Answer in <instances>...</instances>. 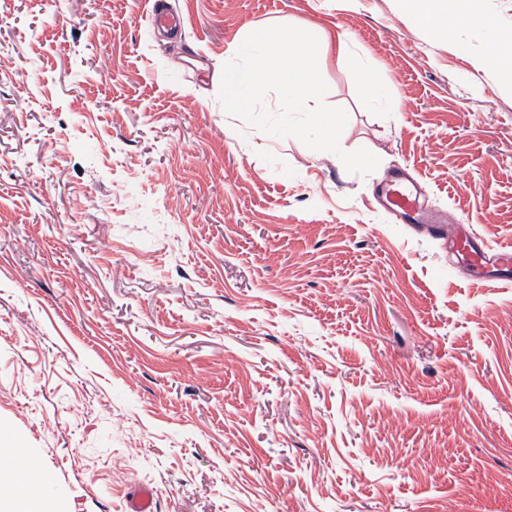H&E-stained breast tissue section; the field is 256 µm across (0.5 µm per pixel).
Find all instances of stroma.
<instances>
[{"label":"stroma","mask_w":512,"mask_h":512,"mask_svg":"<svg viewBox=\"0 0 512 512\" xmlns=\"http://www.w3.org/2000/svg\"><path fill=\"white\" fill-rule=\"evenodd\" d=\"M0 0V485L19 512H512V287L379 190L512 244V0ZM315 25L348 172L220 100L252 28ZM372 71L396 96H365ZM403 2H406L410 20L417 27L433 29L446 40L448 36L456 35L453 28L439 22L441 15L448 10L447 0H406ZM362 85L368 97L372 99H384L388 111H398L396 100L387 93L384 86L379 83L371 71L366 70L363 72ZM382 196L388 206L405 219L439 223L436 217L426 215L422 211L419 198L409 188L406 175L402 171L394 172L388 176L382 188Z\"/></svg>","instance_id":"1"}]
</instances>
